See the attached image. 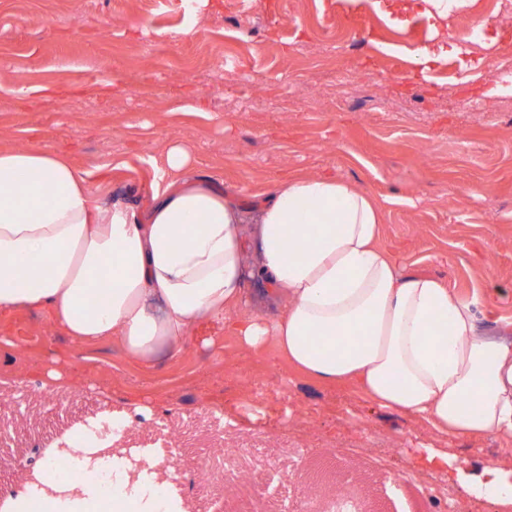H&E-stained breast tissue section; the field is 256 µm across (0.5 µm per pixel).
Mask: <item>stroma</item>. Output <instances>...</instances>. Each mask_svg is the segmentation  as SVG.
<instances>
[{"mask_svg":"<svg viewBox=\"0 0 512 512\" xmlns=\"http://www.w3.org/2000/svg\"><path fill=\"white\" fill-rule=\"evenodd\" d=\"M482 39L472 53L440 55L413 80L411 55ZM410 52L385 60L384 44ZM512 18L477 0L439 18L421 0H0V148L67 155L103 202L147 209L169 143L191 153L192 175L251 204L276 181L328 175L374 194L382 244L411 271L478 297L477 323L512 337ZM503 91L484 96L483 87ZM45 315L0 318V367L24 374L30 402L55 404L0 449V479H33L13 458L28 439L64 448L72 431L106 434L102 453L160 449L182 414L224 403L227 426L186 429V451L255 449L259 474L288 477V497L311 485L350 484L348 512H434L425 478L393 486L427 436L405 417L366 405L347 388L303 380L273 354H242L218 322L173 360L144 366L111 341L71 352L47 336ZM71 359L87 377L52 400L33 365ZM266 388L252 400L249 381ZM139 389L173 412L127 413ZM128 429L107 435L106 420ZM188 512H275L251 490L218 501V488L175 480Z\"/></svg>","mask_w":512,"mask_h":512,"instance_id":"1","label":"stroma"}]
</instances>
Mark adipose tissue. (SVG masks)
I'll return each instance as SVG.
<instances>
[{
    "label": "adipose tissue",
    "mask_w": 512,
    "mask_h": 512,
    "mask_svg": "<svg viewBox=\"0 0 512 512\" xmlns=\"http://www.w3.org/2000/svg\"><path fill=\"white\" fill-rule=\"evenodd\" d=\"M190 168L186 148L171 144L170 181L144 213L100 202L54 149H0V315L49 312L70 345L112 340L145 364L179 357L202 323L221 321L244 352L274 349L305 380L351 387L408 417L429 435L411 458L415 471L512 512V340L479 330L475 299L402 269L379 243L380 204L348 183H279L249 224ZM250 279L276 302L274 316L244 311ZM490 436L507 447L493 461L449 446ZM60 457L46 453L34 483L0 498L11 512H25L36 483L43 512H123L129 502L137 512H186L159 457L141 458L137 475L120 472L108 502L85 479H54Z\"/></svg>",
    "instance_id": "ef3b65f1"
}]
</instances>
